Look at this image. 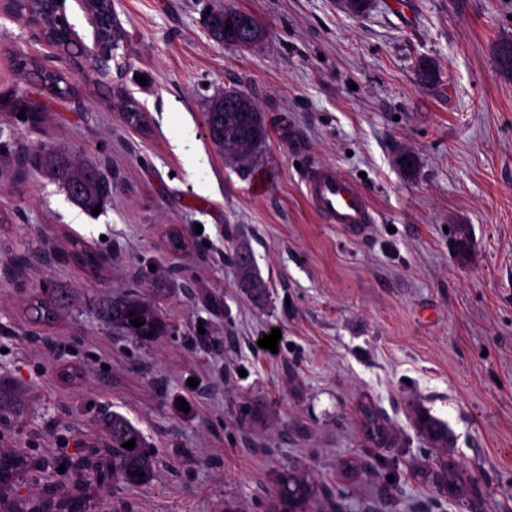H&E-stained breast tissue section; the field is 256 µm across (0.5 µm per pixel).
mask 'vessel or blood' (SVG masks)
Listing matches in <instances>:
<instances>
[{
	"label": "vessel or blood",
	"mask_w": 512,
	"mask_h": 512,
	"mask_svg": "<svg viewBox=\"0 0 512 512\" xmlns=\"http://www.w3.org/2000/svg\"><path fill=\"white\" fill-rule=\"evenodd\" d=\"M303 185L309 206L324 223L350 228L374 223L376 211L368 194L335 165H309Z\"/></svg>",
	"instance_id": "obj_1"
}]
</instances>
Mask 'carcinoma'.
Masks as SVG:
<instances>
[{
  "instance_id": "carcinoma-1",
  "label": "carcinoma",
  "mask_w": 512,
  "mask_h": 512,
  "mask_svg": "<svg viewBox=\"0 0 512 512\" xmlns=\"http://www.w3.org/2000/svg\"><path fill=\"white\" fill-rule=\"evenodd\" d=\"M86 7L99 17V28L93 38L101 41L100 53L89 57L83 48L68 40L67 19L46 24L44 36L64 48L66 54L75 55L83 63L87 76L94 79L107 78L111 75L112 65L125 66L123 61L117 59L121 41L112 34L106 0H87ZM242 15V11L229 5L224 7V12L210 17L211 34L224 44L240 49L248 47L253 36H265L255 17L249 14L248 21L245 22ZM228 25L232 29H226ZM495 61L501 73L512 76V40L498 44ZM15 65L21 75L36 79L50 95L65 98L75 92V87L64 72L42 65L32 55H16ZM417 71L420 85L430 86L437 82L438 72L434 62L420 61ZM12 110L16 114L25 111V118L17 119L20 124H38L42 120V113L21 93L15 94ZM123 112L127 115L129 126L141 128L145 125L144 112L135 101H126ZM205 124L207 137L224 152V158L243 167L248 165L268 138L264 112L250 93L242 89H226L224 95L213 99L206 111ZM5 150L17 159L18 172L23 173L30 168L35 170L43 178L58 184L70 201L89 215L94 208L105 205L112 197V174L96 161L77 162L69 154L49 145L32 149L18 147L16 141L9 137L0 141V152ZM68 258L93 275L102 269L99 252L87 248L79 240L71 242ZM234 262L238 268L241 287L252 297H264L266 286L256 274L252 254L239 250L234 255ZM78 301L80 295L73 289L52 287L48 289L45 299L32 306L31 316L37 322L50 323L60 307ZM94 312L102 324L139 341L162 336L168 330L167 323L151 304L137 295L100 298L94 304ZM131 312L134 313L132 317L129 316ZM134 318L143 321V325H131L130 320ZM19 405L20 397L15 386L0 379V415L5 411L18 409ZM359 414L362 428L372 443H386L389 430L372 403L361 404ZM415 417L421 435L436 451V464L440 472L437 481L440 489L446 495L456 493L463 481V468L448 457V425L424 410L416 411ZM103 424L112 444V473L128 485H149L154 474V453L147 446L139 428L119 412L106 415ZM132 438L136 442L133 449L122 447V444ZM37 467L38 464L27 457L0 454V512H28L29 507L21 498H11L1 493V490L15 485L21 475ZM140 472L144 473V477L138 476ZM316 496L315 481L311 474L304 469L290 467L278 479L272 512H311Z\"/></svg>"
}]
</instances>
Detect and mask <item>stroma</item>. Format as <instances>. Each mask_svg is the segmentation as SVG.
Segmentation results:
<instances>
[{"label": "stroma", "mask_w": 512, "mask_h": 512, "mask_svg": "<svg viewBox=\"0 0 512 512\" xmlns=\"http://www.w3.org/2000/svg\"><path fill=\"white\" fill-rule=\"evenodd\" d=\"M390 2L356 17L336 0H115L127 65L100 82L0 10V129L97 161L113 183L88 215L57 184L15 180L12 159L0 160V377L23 387L20 411L0 417V453L47 461L16 486L38 512H270L291 466L332 496L355 490L349 512L512 508V78L495 66L498 43L512 39V0H411L406 15ZM228 3L260 22V45L209 37L208 11ZM20 51L65 72L77 94L53 98L19 75ZM423 59L438 69L428 88L416 79ZM228 87L266 115L269 138L248 170L205 132L209 98ZM17 92L41 124L14 126ZM127 95L145 127L122 123ZM182 126L195 133L186 151L207 164L204 183L172 144ZM403 151L417 158L413 174L397 163ZM313 163L359 178L376 223H322L302 191ZM258 168L272 174L261 197L250 191ZM459 227L471 239L464 255ZM175 228L186 240L177 252ZM75 238L110 255L97 276L66 260ZM23 243L51 262L7 272ZM242 245L266 302L239 286ZM49 282L83 301L37 325L28 309ZM128 293L151 299L170 333L134 342L96 319L97 297ZM274 328L278 352L259 351ZM365 401L390 430L383 447L359 428ZM416 407L447 423L448 452L473 482L455 503L420 477L435 466ZM112 411L154 451L150 485L113 475L99 426Z\"/></svg>", "instance_id": "1"}]
</instances>
